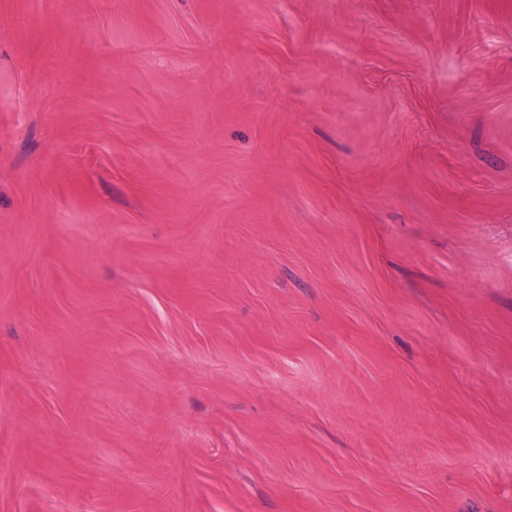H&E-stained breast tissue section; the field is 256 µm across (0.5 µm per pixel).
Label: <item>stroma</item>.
Wrapping results in <instances>:
<instances>
[{"label":"stroma","instance_id":"stroma-1","mask_svg":"<svg viewBox=\"0 0 512 512\" xmlns=\"http://www.w3.org/2000/svg\"><path fill=\"white\" fill-rule=\"evenodd\" d=\"M0 512H512V0H0Z\"/></svg>","mask_w":512,"mask_h":512}]
</instances>
